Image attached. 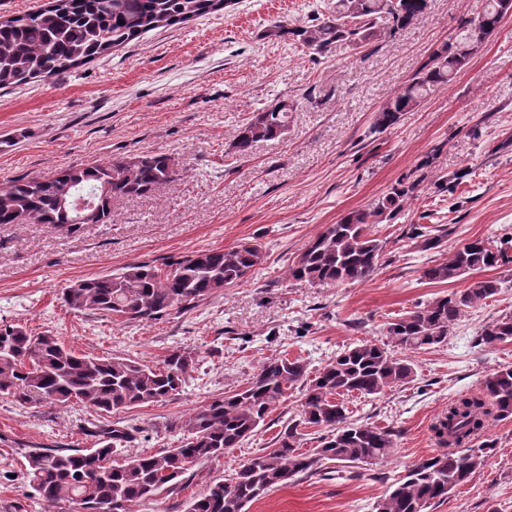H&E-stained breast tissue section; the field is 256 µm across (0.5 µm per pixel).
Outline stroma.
Here are the masks:
<instances>
[{"label":"stroma","instance_id":"stroma-1","mask_svg":"<svg viewBox=\"0 0 512 512\" xmlns=\"http://www.w3.org/2000/svg\"><path fill=\"white\" fill-rule=\"evenodd\" d=\"M331 3L234 0L72 73L0 89V184L151 151L172 155L179 172L148 195L114 198L106 224L72 234L49 224L0 225V326L47 332L100 357L152 365L181 349L196 360L175 399L105 416L74 404L23 407L0 397V512L46 510L23 477L28 451L92 448L87 430L99 422L136 430L117 459L173 447L181 417L245 383L266 359L299 358L314 371L351 343L382 339L386 323L469 283L427 282L426 268L468 240L512 236V14L449 85L379 133L375 110L483 0H429L413 25L375 48L339 44L316 56L267 37L273 23H305ZM281 101L290 106L287 135L236 157L238 126ZM421 173L426 179L402 211L372 226L384 249L373 276L339 285L289 280V263L326 225L373 209ZM411 224L443 226L441 245L428 249L404 237ZM254 240L265 261L247 281L159 320L117 322L75 312L61 299L76 279ZM485 275L501 280L499 294L470 308L447 345L413 353L411 383L344 399L351 420L397 428L395 456L352 477H299L247 512H377L392 483L437 453L432 426L439 414L493 369L512 366V342L488 348L475 341L482 326L512 314V264ZM300 399L299 391L288 393L257 435L196 465L184 487L136 512H185L210 482L273 447L297 418ZM486 444L492 451L485 466L426 512H512V419L489 421L473 441Z\"/></svg>","mask_w":512,"mask_h":512}]
</instances>
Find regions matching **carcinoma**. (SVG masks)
<instances>
[{
  "label": "carcinoma",
  "mask_w": 512,
  "mask_h": 512,
  "mask_svg": "<svg viewBox=\"0 0 512 512\" xmlns=\"http://www.w3.org/2000/svg\"><path fill=\"white\" fill-rule=\"evenodd\" d=\"M226 0H50L48 6L0 21V89L33 78H55L127 45L143 34L225 8ZM428 0H335L328 15L297 27L275 23L267 35L292 40L321 56L335 44L361 46L386 42L422 15ZM512 11V0H485L481 11L459 21L455 32L427 62L375 110L373 128L387 130L411 112L469 61L472 54ZM288 129V105L278 102L252 113L233 142L246 157L260 141L281 138ZM177 164L166 153L115 157L106 162L62 169L40 177L16 178L0 187L1 224H53L79 230L63 200L99 193L87 223L105 224L115 197L145 195L176 180ZM419 181L396 188L373 210L352 211L328 224L290 264L288 278L301 284H345L369 279L382 265L383 245L369 234L373 218L398 212ZM405 236L437 247L442 236L429 227L409 225ZM262 244L231 249L195 250L165 267L134 262L117 273L88 277L63 289L67 307L125 321L158 320L177 308H192L205 298L246 281L264 262ZM512 261L504 245L476 238L450 259L427 268L431 283ZM500 281L476 279L461 289L415 306L386 324L387 340L354 343L309 375L301 359L275 357L262 363L242 387L212 399L179 420L178 445L123 462L112 460L134 429L103 425L92 431L95 447L44 448L26 456L24 478L48 512H67L74 500L84 512H135V507L176 489L200 463L215 461L258 432L288 392L303 391L299 419L288 424L275 447L247 460L227 481L211 483L187 512H246L268 491L288 485L298 474L320 472V462L376 464L397 448L392 429L349 420L338 397L380 396L414 380L410 354L448 343L450 328L466 309L495 296ZM512 342V315L485 325L479 343ZM191 353L173 350L159 365L122 357L76 353L46 332L22 326L0 328V397L28 407L78 404L110 414L173 399L193 371ZM512 418V366L489 373L476 392L462 395L433 426L442 451L412 465L390 485L378 512H425L467 483L487 460L491 447L470 442L491 419ZM323 431L321 446L301 451L300 428Z\"/></svg>",
  "instance_id": "carcinoma-1"
}]
</instances>
